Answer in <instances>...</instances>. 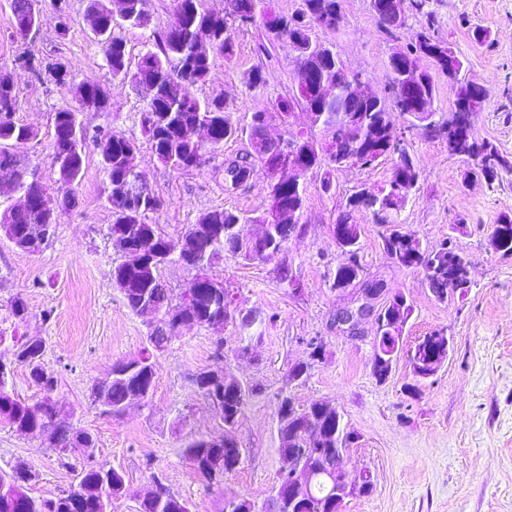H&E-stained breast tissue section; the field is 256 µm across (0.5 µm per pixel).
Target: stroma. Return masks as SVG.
Returning a JSON list of instances; mask_svg holds the SVG:
<instances>
[{
    "label": "stroma",
    "instance_id": "obj_1",
    "mask_svg": "<svg viewBox=\"0 0 512 512\" xmlns=\"http://www.w3.org/2000/svg\"><path fill=\"white\" fill-rule=\"evenodd\" d=\"M86 6V0H69L71 22L64 36L55 10L45 8L38 31L24 40L10 38L12 16L0 6V68L14 80L20 120L39 131L37 140L18 146L21 158L37 164L45 182L54 181L51 115L70 102L65 91L19 65V57L31 53L39 61L62 64L76 80L106 84L111 111L84 113L83 121L89 129L114 130L140 143L141 169L166 201L152 217L165 235L180 236L214 209L261 211L267 203L264 171H256L238 190L224 188V162L243 152L245 137L225 140L197 171H174L156 161L140 123L143 102L129 84L109 73L84 21ZM427 8L436 18V36L464 62L462 79L488 92L475 135L512 155V0H428ZM472 24L488 29L485 44L471 41ZM418 27L414 21L409 30L389 36L370 0H344L340 27L318 36L333 45L348 69L382 92L390 82L389 56ZM263 34L260 23L240 33L234 56L216 58L197 93L224 98L243 127L251 113L271 114L268 133L277 138L285 125L276 118V103L293 93L296 62L282 45L259 51ZM256 68L264 82L247 89L245 78ZM408 139L420 178L397 221L428 247L452 242L471 261L474 282L467 297L436 302L421 270L399 269L386 259L382 228L372 213L354 212L362 229L359 259L366 276L382 279L388 291L403 292L413 306L403 348L437 329L453 338L447 361L418 383L415 395L406 391L414 381L405 355L386 381L373 376L374 320H364L353 336L337 334L330 322L336 309L349 306L353 298L351 290L331 286L330 274L344 260L331 227L352 192L389 179L392 160L368 169L308 173L302 234L291 237L267 262L241 264L227 255L214 261L208 276L233 290L238 306L256 318L248 338L220 327L176 338L157 358L149 400L130 405L118 417L103 414L92 387L115 362L138 355L147 319L127 309L112 281L121 255L109 235L112 213L105 203L98 149L87 148L78 203L58 211L55 235L41 252L19 251L0 233V318L7 314L9 299L22 294L29 315L19 330L45 340L47 360L58 376L55 399L77 426L95 436L97 460L125 475L126 494L116 512H137L140 495L155 474L171 494L189 501L192 512H222L228 491L268 503L281 466L277 411L284 395L301 409L321 400L333 403L358 433V443L345 457L346 468L369 470L374 487L370 495L348 499L345 512H512V255L487 248L488 226L512 212V174L491 186L464 183L467 164L450 155L446 144L426 137L419 127ZM327 176L333 182L328 192L321 188ZM459 224L464 227L460 233L455 230ZM284 266L291 280L281 278ZM219 337L226 372L242 381L249 394L233 430L243 464L225 477L223 489L212 490L186 462L183 450L193 439L224 432L218 411L194 382L199 371L213 366ZM313 338L323 343L315 362L308 347ZM306 361L311 364L307 378L291 380V368ZM19 462L38 475L29 489L36 498L60 495L74 478L44 437L21 435L0 424V467Z\"/></svg>",
    "mask_w": 512,
    "mask_h": 512
}]
</instances>
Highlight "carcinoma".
<instances>
[{"mask_svg": "<svg viewBox=\"0 0 512 512\" xmlns=\"http://www.w3.org/2000/svg\"><path fill=\"white\" fill-rule=\"evenodd\" d=\"M45 0H10L12 13L11 36L24 38L28 28L41 12ZM229 11L220 14L204 7V0H174L172 18L166 27L152 33V41L136 67H131L126 42L121 32L128 28L147 29L151 15L147 0H128L127 13L121 19L112 17L106 0H87L86 11L98 15L101 28L95 33L101 44L108 71L114 77L128 82L144 102L141 123L151 151L164 167L192 172L205 162L207 149L192 141L190 134L197 123L208 122L211 127L210 149L215 150L224 140L239 135L240 129L233 112L220 98H200L194 88L209 79L216 57L229 60L234 55L238 34L263 19L267 42L284 43L295 52L305 54L304 75L297 79L292 96L279 100L278 109L287 126L286 137L280 144H270L264 138L263 113L254 112L248 126V149L232 160L224 162V187L237 190L247 185L254 176L256 164L272 166L284 155H295L296 161L310 171L322 166L341 167V160L350 158L362 168L377 165L383 159H394L391 176L378 188H360L346 201V210L338 216L336 225L343 226L346 242L337 246L345 260L333 272V287L355 286L353 278L363 272L359 261L360 226L351 221V212H372L376 223L385 228L382 247L386 258L399 269L420 268L425 288L436 301L445 303L462 299L470 292L459 280L458 272L470 264L468 256L448 243L430 250L423 246L413 232L410 242L400 235L386 231L395 226L394 215L405 205L419 181V168L409 150V141L403 131H409L415 122L423 123L429 138L449 140L457 131L448 130V122L429 125L416 112L419 98L434 96L433 74L416 88L406 86L399 77L397 65L389 67L391 82L385 94L384 106L350 103L349 117L361 126V139L348 140L343 148L319 141L313 128L329 125L333 117L331 106L321 101L317 79L336 78L337 56L333 48L305 53L318 40V19L336 20L343 14V0H299L295 10L287 14H272L267 0H226ZM427 0H409L408 15L422 20L420 29L434 33L435 21L426 9ZM207 37L213 42V51L197 56L195 46ZM54 82L65 88L72 103L52 113L53 140L51 165L57 178L55 185L43 183L37 167L22 162L13 149L36 138L33 127L17 119L19 99L9 72L0 70V167L11 168L17 177V187L30 196L33 205L10 215L9 223L0 226L6 238L21 251L38 253L51 237L55 225L48 222L45 204L54 201L63 206L76 204V186L85 163L88 143L100 151L101 166L106 176L105 201L112 210L110 234L113 243H136L152 239L158 253H149L138 264L122 261L112 267V280L120 291L126 307L136 315L152 314L148 323L145 346L138 356L116 362L110 374L94 383L92 391L103 413L120 416L124 401L133 389L151 392L155 377L156 356L180 333L194 328H207L214 323L239 321L242 329H250L253 322L247 317L237 318V308L230 307L233 294L226 288H211L213 280L205 268L224 254L242 263L264 261L279 253L288 239L301 231L304 224L306 184L288 185V177L268 187V203L258 214L244 216L227 209H215L188 225L184 233L173 239L161 232L159 225L150 223V216L160 212L164 200L148 190L145 178L138 169L140 145L121 133L103 128L90 130L82 121L85 100L97 102L95 111H112V98L101 83L81 82L62 66L51 68ZM302 101L309 110L311 128L297 129L290 122L295 102ZM405 125H397L396 117ZM466 161L467 177L473 182L489 186L512 172V156L504 154L488 139L471 143ZM239 224H265L268 237L259 242L243 238L236 230ZM489 235L498 239V250L512 255V215L504 213ZM169 264H180L195 271V277L179 297H174L162 280L161 270ZM13 327H0V344L11 345L14 361L24 365L30 379L42 391L40 400L28 403L14 395L11 370H0V423L21 435L39 434L47 437L49 447L62 455L76 452L83 463L75 470L69 488L51 499L32 497L28 492L37 475L19 463L10 471L0 470V512H112L114 500L122 497L125 476L95 459L96 440L88 430L73 423L72 414L64 410L53 397L57 374L46 361V342L43 338L21 340L19 324L29 314L22 295L13 296L8 304ZM412 314L406 295L397 291L382 314L379 337L374 341L372 373L384 382L393 369L401 351V338ZM448 359V346L443 340L424 336L408 351V363L414 377L421 381L435 375L430 361ZM195 384L212 403L216 404L224 421V435L201 437L189 442L184 455L194 471L209 488L224 484V476L234 472L243 461L242 450L232 438L248 388L217 364L199 372ZM278 434L296 436L302 431L307 440L280 448L281 457L289 449L304 448L314 468L334 469L343 462L336 461V452H345L357 443L359 436L343 422V416L322 414L312 403L297 411L289 397L279 401L277 411ZM235 448L233 455L227 449ZM152 493L140 502L139 512H191L188 501L168 491L162 479L153 475ZM289 477L279 470L273 495L272 512H334L335 487L326 480H317L295 493L293 506H288Z\"/></svg>", "mask_w": 512, "mask_h": 512, "instance_id": "carcinoma-1", "label": "carcinoma"}]
</instances>
